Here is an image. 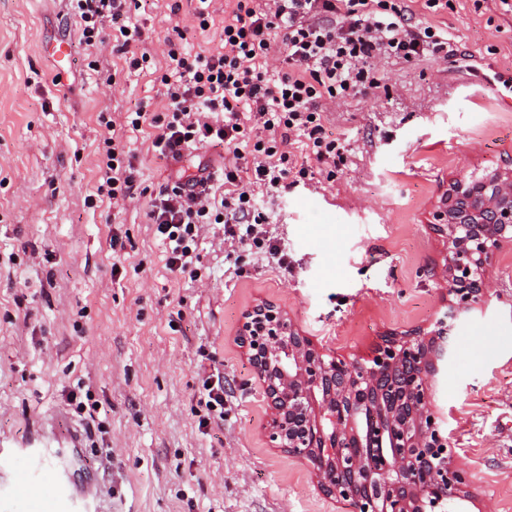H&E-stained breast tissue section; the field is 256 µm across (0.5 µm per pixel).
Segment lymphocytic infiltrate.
Instances as JSON below:
<instances>
[{"mask_svg":"<svg viewBox=\"0 0 512 512\" xmlns=\"http://www.w3.org/2000/svg\"><path fill=\"white\" fill-rule=\"evenodd\" d=\"M127 2L74 0L73 9L86 47L111 31L113 51L137 68L149 53ZM447 48L443 32L416 20L406 0H232L215 50L194 54L169 42L166 111L135 109L127 125L136 130L149 123L163 160L197 143L232 156L224 165L223 196L198 175L185 185H161L152 199L147 216L166 245L169 270L194 272L200 227L217 222L225 239L284 265L280 247L258 229L264 218L257 190H284L289 180L335 166L346 144L327 133V107L387 92L381 60L412 64ZM206 112L218 121L203 120ZM106 144L98 194L115 202L133 197L140 184L124 145L113 136Z\"/></svg>","mask_w":512,"mask_h":512,"instance_id":"lymphocytic-infiltrate-1","label":"lymphocytic infiltrate"}]
</instances>
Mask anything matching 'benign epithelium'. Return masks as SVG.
I'll return each mask as SVG.
<instances>
[{
	"label": "benign epithelium",
	"mask_w": 512,
	"mask_h": 512,
	"mask_svg": "<svg viewBox=\"0 0 512 512\" xmlns=\"http://www.w3.org/2000/svg\"><path fill=\"white\" fill-rule=\"evenodd\" d=\"M434 220L448 298L428 326L386 333L351 358L325 352L287 311L261 301L235 336L263 389L271 447L306 461L317 489L352 512H466L473 502L434 395L455 329L483 310L494 255L512 245V166L453 178Z\"/></svg>",
	"instance_id": "7a95c632"
}]
</instances>
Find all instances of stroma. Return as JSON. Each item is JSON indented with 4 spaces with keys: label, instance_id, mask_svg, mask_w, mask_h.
Segmentation results:
<instances>
[{
    "label": "stroma",
    "instance_id": "1",
    "mask_svg": "<svg viewBox=\"0 0 512 512\" xmlns=\"http://www.w3.org/2000/svg\"><path fill=\"white\" fill-rule=\"evenodd\" d=\"M197 0H138L151 58L129 68L111 43L87 49L70 0H0V512H38L41 482L25 465L60 455L41 427L84 433L73 484L57 512H351L322 495L308 465L269 447L268 407L234 338L243 312L267 300L325 349L367 355L379 337L427 325L445 292L431 224L451 177L512 159V15L491 0H448L417 17L448 33L447 56L382 61L389 92L332 106L325 126L351 150L334 179L261 195L262 229L283 267L237 248L224 228L200 229L195 275L170 272L149 198L98 200L104 123L165 111V39L208 53ZM73 55L57 65L53 44ZM154 130H124L142 185L185 181L224 157L185 150L160 160ZM489 298L455 332V360L435 401L449 446L483 512H512V247L493 258ZM220 376L224 414L203 382ZM83 399L70 405L69 393Z\"/></svg>",
    "mask_w": 512,
    "mask_h": 512
}]
</instances>
